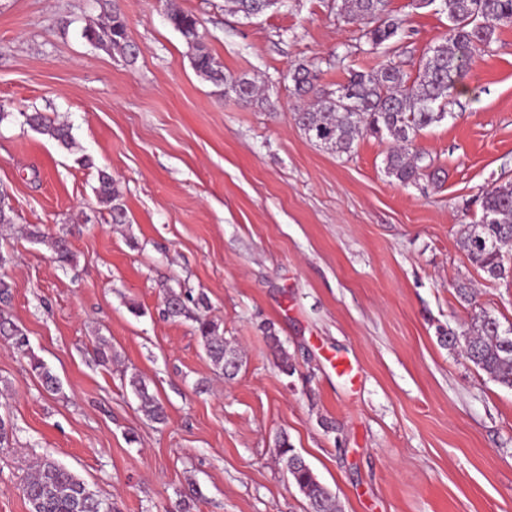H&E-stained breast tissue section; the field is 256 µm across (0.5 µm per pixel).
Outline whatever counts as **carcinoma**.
Instances as JSON below:
<instances>
[{
  "label": "carcinoma",
  "instance_id": "obj_1",
  "mask_svg": "<svg viewBox=\"0 0 512 512\" xmlns=\"http://www.w3.org/2000/svg\"><path fill=\"white\" fill-rule=\"evenodd\" d=\"M232 11L246 19L258 17L282 0H228ZM415 9H431L447 14L448 37L428 48L416 75L405 69L402 35L405 20L391 9V0H342L340 15L361 26L370 49L384 60L374 72L350 69L346 80L333 90L315 85L316 76L305 66L291 74L295 91L311 97L297 108L294 119L305 136L338 155L349 154L365 134L386 138L392 146L385 156V173L402 185L416 184L424 178L435 179L430 156L415 145L426 128L448 117V97L466 77L473 56L489 47L496 30L512 24V0H412ZM167 19L192 49L194 69L241 102L260 100L256 82L246 76L229 77L202 43L199 21L189 13L172 9ZM85 36L103 47L122 53L132 52L127 25L114 11L107 22L86 31ZM25 124L69 149L73 144L71 128L54 123L41 113H22ZM121 192L105 171L99 172L98 202L112 212L115 224L124 223ZM482 215L467 226L460 244L469 258L492 279L512 276L505 265L504 248L512 244V182L486 190L481 197ZM30 236L48 246L54 260H71L68 240L39 229ZM204 305L187 290L167 289L163 315L173 320H191L212 365L231 377L238 370L240 356L227 347L220 326L195 314L193 308ZM0 336L18 349L28 347L23 330L0 314ZM454 348L464 342L462 356L494 381L512 388V327L488 313L476 316L462 335L453 332L444 337ZM31 372L47 391L60 388L57 378L34 355H28ZM128 384L140 403V411L150 421L162 422L165 411L150 392L144 377L134 374ZM280 456L293 482L305 496L308 512H337L336 495L321 483L304 457L283 436L278 442ZM23 495L29 512H103L102 502L87 484L65 466L45 456L36 462L31 477L24 483Z\"/></svg>",
  "mask_w": 512,
  "mask_h": 512
}]
</instances>
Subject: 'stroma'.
<instances>
[{
  "mask_svg": "<svg viewBox=\"0 0 512 512\" xmlns=\"http://www.w3.org/2000/svg\"><path fill=\"white\" fill-rule=\"evenodd\" d=\"M113 2L136 57L84 35ZM410 2L392 7L412 73L448 19ZM339 4L288 0L247 21L226 0H0L4 310L60 381L43 391L0 340L13 428L0 512H28L21 488L45 454L108 512H176L184 496L190 512H306L283 436L340 512H512V389L442 341L483 311L512 326V277L487 278L460 246L481 192L512 181V26L418 140L439 181L404 186L383 171L388 140L366 135L339 156L295 122L290 69L332 89L383 60ZM171 8L198 18L225 74L254 78L265 101L237 103L197 73ZM35 111L69 124L74 148L24 126ZM102 170L126 224L97 202ZM35 225L67 235L71 262L29 239ZM168 287L205 295L203 315L241 356L234 378L192 321L163 316ZM134 372L164 422L139 411Z\"/></svg>",
  "mask_w": 512,
  "mask_h": 512,
  "instance_id": "obj_1",
  "label": "stroma"
}]
</instances>
